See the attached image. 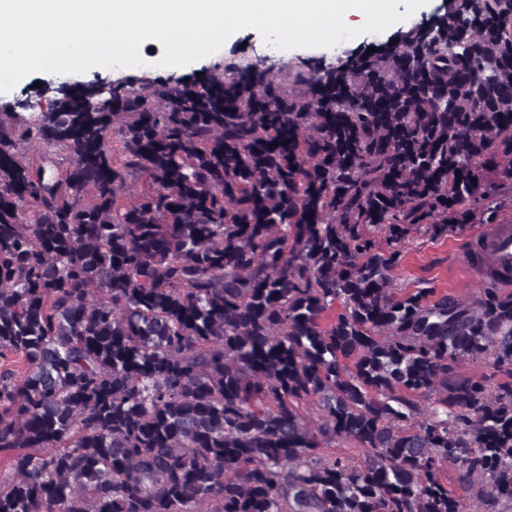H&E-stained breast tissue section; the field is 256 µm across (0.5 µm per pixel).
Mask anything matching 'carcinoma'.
<instances>
[{
	"instance_id": "obj_1",
	"label": "carcinoma",
	"mask_w": 512,
	"mask_h": 512,
	"mask_svg": "<svg viewBox=\"0 0 512 512\" xmlns=\"http://www.w3.org/2000/svg\"><path fill=\"white\" fill-rule=\"evenodd\" d=\"M394 41L0 113V512H512V264L395 276L512 224V0ZM496 224H475L464 234L454 237L421 238L411 245L402 267L396 271L404 288L434 286L462 297L476 294L486 280L468 263V252L474 239Z\"/></svg>"
}]
</instances>
